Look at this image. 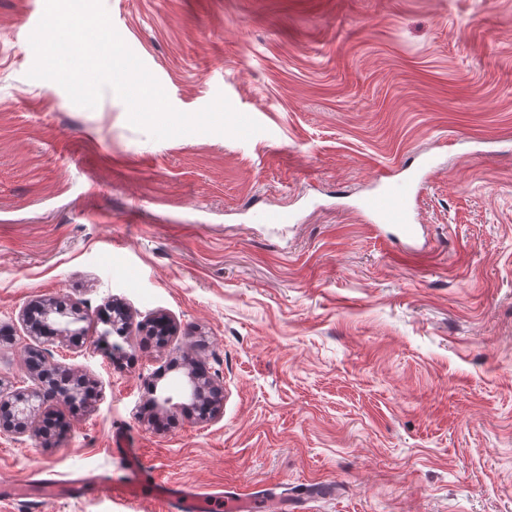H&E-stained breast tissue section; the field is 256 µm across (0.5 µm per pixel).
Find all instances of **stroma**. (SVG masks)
Listing matches in <instances>:
<instances>
[{"label": "stroma", "mask_w": 512, "mask_h": 512, "mask_svg": "<svg viewBox=\"0 0 512 512\" xmlns=\"http://www.w3.org/2000/svg\"><path fill=\"white\" fill-rule=\"evenodd\" d=\"M44 4L0 0V382L27 380L19 313L53 298L86 320L52 360L94 397L54 403L48 446L0 436V482L90 492L0 512H157L103 486L116 435L163 480L296 512H512V0H103L174 108L225 94L246 141L155 140L112 90L29 79ZM428 158L415 241L356 212ZM191 359L221 416L152 414Z\"/></svg>", "instance_id": "stroma-1"}]
</instances>
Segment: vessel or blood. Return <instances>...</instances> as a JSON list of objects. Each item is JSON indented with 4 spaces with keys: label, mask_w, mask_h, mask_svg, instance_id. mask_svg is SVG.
Returning a JSON list of instances; mask_svg holds the SVG:
<instances>
[{
    "label": "vessel or blood",
    "mask_w": 512,
    "mask_h": 512,
    "mask_svg": "<svg viewBox=\"0 0 512 512\" xmlns=\"http://www.w3.org/2000/svg\"><path fill=\"white\" fill-rule=\"evenodd\" d=\"M419 180L420 174L416 171L400 178H386L379 182L376 191L357 203L356 210L370 216L373 224L397 226L406 239H415ZM113 451L123 460L119 473L108 480L113 494L156 500L163 512H214L215 506L206 496L183 484L159 479L141 463L137 453L124 438L114 437ZM88 489V482L81 478L65 484L37 479L23 487L1 482L0 501H10L21 496L80 498ZM223 509L224 512H265L260 501L235 492L225 494Z\"/></svg>",
    "instance_id": "vessel-or-blood-1"
}]
</instances>
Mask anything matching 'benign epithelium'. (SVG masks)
I'll use <instances>...</instances> for the list:
<instances>
[{"mask_svg": "<svg viewBox=\"0 0 512 512\" xmlns=\"http://www.w3.org/2000/svg\"><path fill=\"white\" fill-rule=\"evenodd\" d=\"M112 316L105 324L112 329L128 330L132 315L129 308L120 302L110 304ZM20 319L36 345L28 348L27 353L40 360V366L30 372L32 384L26 387L0 384V431L15 435L34 433V422L47 407L43 394L47 386H55V396L67 403L85 402L87 393L83 381L73 378L68 372L48 360L50 349L38 345L40 339L64 342L77 337L76 325L85 321L75 306H67L58 301L40 300L27 304L20 312ZM152 334L165 338L177 334L176 324L166 316L152 321ZM222 391L215 379L201 369H192L187 373V384L182 397L193 403L209 401L205 415L215 418L222 410Z\"/></svg>", "mask_w": 512, "mask_h": 512, "instance_id": "obj_1", "label": "benign epithelium"}]
</instances>
